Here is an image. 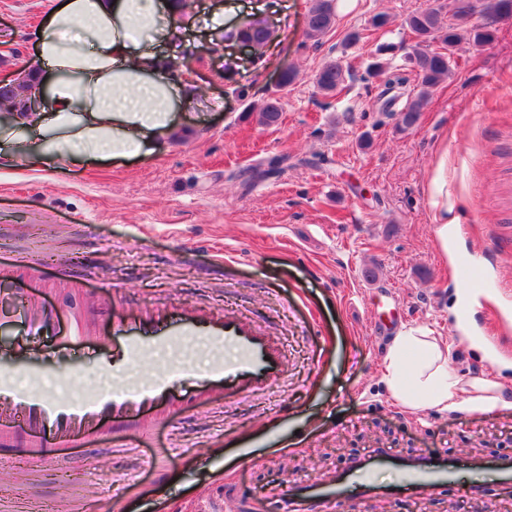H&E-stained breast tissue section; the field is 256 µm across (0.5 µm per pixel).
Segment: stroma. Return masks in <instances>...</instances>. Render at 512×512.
Listing matches in <instances>:
<instances>
[{
  "label": "stroma",
  "instance_id": "1",
  "mask_svg": "<svg viewBox=\"0 0 512 512\" xmlns=\"http://www.w3.org/2000/svg\"><path fill=\"white\" fill-rule=\"evenodd\" d=\"M57 0H0V79L38 66L36 31ZM429 0H353L336 30L306 39L309 0H285L267 22L276 40L262 63L239 53L233 77L224 57L199 52L190 67L201 97L177 114L183 140L153 156L87 168H0V251L40 249L65 260L56 300L100 303L93 252L110 257L124 305L199 300L247 309L286 327L287 386L261 400L229 401L220 424L187 418L172 482L156 489L144 458L164 451L165 435L141 457L102 446L59 448L34 467L20 449H0V512L34 502L52 512L70 496L81 512H312L295 506L302 487L344 475L331 512H501L512 483V410H403L383 380L392 336L373 331L370 300L448 344V368L488 379L512 399V320L498 331L502 353L489 362L479 341L499 308L490 294L470 300L455 264L481 257L494 280L512 281V18L493 44L467 46L454 73L431 94L418 123L396 129L378 111L366 63L379 43L414 38L406 15ZM391 16L387 33L355 46L345 33ZM330 59L353 64L348 94L330 107L315 75ZM296 83L278 91L281 68ZM279 95L278 126L243 119L247 103ZM257 171L244 181L243 171ZM462 233L436 239L439 218ZM233 260L213 262L211 248ZM83 294H74L75 284ZM52 375L73 392L102 386L112 370L104 348L71 356L44 349ZM207 435L222 454L200 447ZM424 455L454 462L448 484L407 489L404 462ZM387 457L368 478L356 463Z\"/></svg>",
  "mask_w": 512,
  "mask_h": 512
}]
</instances>
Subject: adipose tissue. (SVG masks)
Here are the masks:
<instances>
[{
	"label": "adipose tissue",
	"instance_id": "ef3b65f1",
	"mask_svg": "<svg viewBox=\"0 0 512 512\" xmlns=\"http://www.w3.org/2000/svg\"><path fill=\"white\" fill-rule=\"evenodd\" d=\"M223 32V12L199 32L166 0H58L35 43L45 104L0 116V167L153 156L178 132L176 114L195 93L192 72L172 64L167 47L211 43ZM383 378L411 412L512 408L495 383L452 376L447 344L414 328L396 336Z\"/></svg>",
	"mask_w": 512,
	"mask_h": 512
}]
</instances>
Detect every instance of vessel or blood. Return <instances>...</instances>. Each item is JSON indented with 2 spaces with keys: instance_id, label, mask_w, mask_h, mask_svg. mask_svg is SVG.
<instances>
[{
  "instance_id": "vessel-or-blood-1",
  "label": "vessel or blood",
  "mask_w": 512,
  "mask_h": 512,
  "mask_svg": "<svg viewBox=\"0 0 512 512\" xmlns=\"http://www.w3.org/2000/svg\"><path fill=\"white\" fill-rule=\"evenodd\" d=\"M45 263L35 255L0 256V327L34 349L55 342L63 353L112 348L135 359L158 352L175 353L188 342L208 344L211 362L194 390H181V366L151 368L131 380L113 377L108 391H84L72 399L47 388L41 364L0 355V445L23 440L26 460L41 463L57 448H92L103 443L136 451L150 446L158 431L167 435L168 451L148 458L146 468L154 484H162L169 469L170 451L179 446L187 413L206 407L224 415L228 399H260L284 380L288 359L280 336L270 323L254 314L209 306L195 301H154L130 310L112 305L111 318L80 306L57 302ZM467 288L479 292L490 285L482 267L465 255L458 260ZM236 352L225 361V347ZM25 385H18V378ZM137 432L132 440L119 438L118 428ZM448 476L444 466H418L414 481L432 487Z\"/></svg>"
}]
</instances>
